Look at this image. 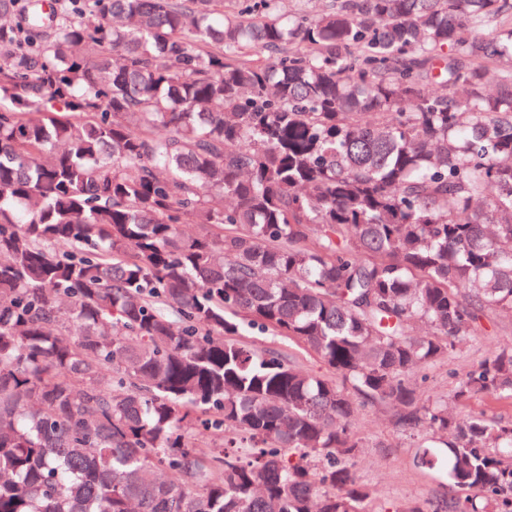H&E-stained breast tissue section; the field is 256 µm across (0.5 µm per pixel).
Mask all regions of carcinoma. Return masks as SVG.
I'll return each mask as SVG.
<instances>
[{"instance_id":"cac0c4a2","label":"carcinoma","mask_w":512,"mask_h":512,"mask_svg":"<svg viewBox=\"0 0 512 512\" xmlns=\"http://www.w3.org/2000/svg\"><path fill=\"white\" fill-rule=\"evenodd\" d=\"M244 2L0 0V512H376L359 401L446 489L391 512H512L411 382L512 314V0ZM249 334L250 336L246 337L247 340L252 341L253 343H256L261 346L274 345V347L279 349L284 354L288 355V357L292 358L300 367L312 371L323 370L321 363L317 359L302 353L296 347L292 346L288 342L279 341L275 342V344H272L270 338L264 334H260L256 331L250 332Z\"/></svg>"}]
</instances>
